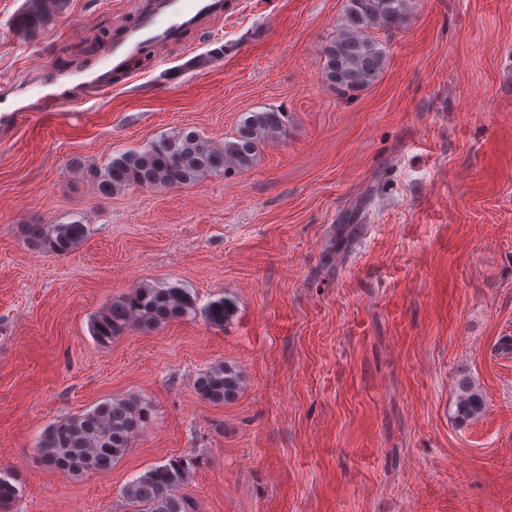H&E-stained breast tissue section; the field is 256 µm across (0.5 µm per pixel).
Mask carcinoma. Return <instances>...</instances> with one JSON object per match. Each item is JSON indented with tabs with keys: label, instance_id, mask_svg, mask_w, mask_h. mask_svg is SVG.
<instances>
[{
	"label": "carcinoma",
	"instance_id": "obj_1",
	"mask_svg": "<svg viewBox=\"0 0 512 512\" xmlns=\"http://www.w3.org/2000/svg\"><path fill=\"white\" fill-rule=\"evenodd\" d=\"M65 3L26 0L17 25L26 34H39L53 24ZM410 9L411 0H346L336 33L323 49L326 79L344 93L371 86L387 60L385 49L371 32L400 26ZM287 122V113L277 109L251 112L221 145L196 130H176L141 149L121 151L106 164L86 169L85 175L99 196L109 198L132 186L181 187L232 169L246 171L255 165L261 147L281 135ZM88 234L89 226L80 218L63 224H28L25 229L30 245L56 255L68 254ZM234 310L233 300L221 298L210 303L207 317L211 324L221 326ZM195 312V299L187 289L142 283L95 314L90 330L98 344L107 345L127 330L151 333ZM240 384L233 367L216 363L198 376L195 390L203 399L221 405L236 396ZM460 390L456 416L469 420L481 414L482 394L466 380L461 381ZM151 413L150 402L138 394L105 400L82 414L50 424L35 448L45 464L69 477L106 472L127 453ZM192 469V460L172 457L135 478L124 488V497L137 506L134 512H195L193 503L178 493ZM19 495L16 475L1 468L0 512H10Z\"/></svg>",
	"mask_w": 512,
	"mask_h": 512
}]
</instances>
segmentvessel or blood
<instances>
[{"mask_svg":"<svg viewBox=\"0 0 512 512\" xmlns=\"http://www.w3.org/2000/svg\"><path fill=\"white\" fill-rule=\"evenodd\" d=\"M230 7L229 0H145L134 21L113 39L101 65L89 66L71 84L38 97L30 104V111L55 112L62 106L76 107L88 97L107 93L116 78L127 75L130 60L144 45L161 50L172 47L186 31L224 15Z\"/></svg>","mask_w":512,"mask_h":512,"instance_id":"b4317fda","label":"vessel or blood"}]
</instances>
